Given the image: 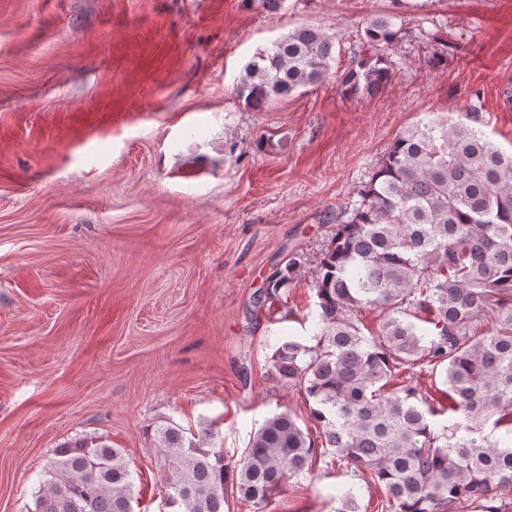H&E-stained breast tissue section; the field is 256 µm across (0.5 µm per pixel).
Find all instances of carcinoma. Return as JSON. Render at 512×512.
<instances>
[{"label":"carcinoma","instance_id":"cac0c4a2","mask_svg":"<svg viewBox=\"0 0 512 512\" xmlns=\"http://www.w3.org/2000/svg\"><path fill=\"white\" fill-rule=\"evenodd\" d=\"M398 34L388 18L369 23L366 47L341 78L347 95L389 81L374 50ZM335 46L313 25L295 29L254 54L237 98L261 110L323 82ZM300 265L289 257L265 297ZM314 290L315 344L285 340L271 361L312 401L321 445L287 411L266 418L232 460L212 426L198 435L160 426L167 512H224L230 486L259 509L322 455L368 471L385 512H445L450 503L501 512L494 495L512 489V154L461 120L435 116L401 131L357 199L336 212ZM364 309L380 311L377 329L358 318ZM425 370L440 377L439 410L397 384ZM441 413L462 420L439 429L432 417ZM49 475L34 512H134V476L106 439L58 448Z\"/></svg>","mask_w":512,"mask_h":512}]
</instances>
